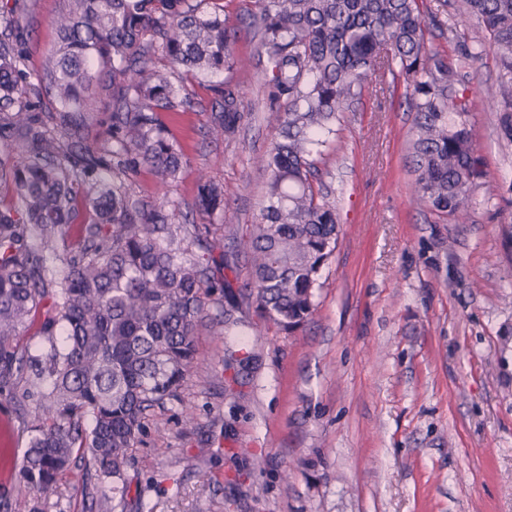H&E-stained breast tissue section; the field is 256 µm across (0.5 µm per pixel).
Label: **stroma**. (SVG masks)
Segmentation results:
<instances>
[{
	"instance_id": "1",
	"label": "stroma",
	"mask_w": 512,
	"mask_h": 512,
	"mask_svg": "<svg viewBox=\"0 0 512 512\" xmlns=\"http://www.w3.org/2000/svg\"><path fill=\"white\" fill-rule=\"evenodd\" d=\"M222 9L237 32L234 53L254 52L245 22L254 0H189ZM21 68L36 82L57 45L67 0H27ZM425 17H447L450 35L425 27L444 58L463 45L480 54L460 71L467 120L485 177L466 222L437 216L413 194L410 143L415 111L401 74L366 81L317 158L318 179L340 216L336 251L321 272L316 308L295 333L266 321L249 292L250 257L230 281L235 325L225 326L221 290L206 300L196 353L175 398L148 408L131 452L129 493L114 512H512V141L500 130L499 68L489 34L463 0H423ZM173 71L190 104L161 113L183 154L179 179L163 187L150 168L135 195L192 214L200 184L231 193V223L215 218L214 253L257 223L279 138L252 68ZM232 80L246 117L230 140L211 134L217 87ZM49 378L0 393L9 461L0 465L14 512H84L108 484L74 459L55 491L23 483L20 471Z\"/></svg>"
}]
</instances>
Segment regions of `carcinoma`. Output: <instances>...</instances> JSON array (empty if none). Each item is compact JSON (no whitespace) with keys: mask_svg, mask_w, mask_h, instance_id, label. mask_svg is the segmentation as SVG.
<instances>
[{"mask_svg":"<svg viewBox=\"0 0 512 512\" xmlns=\"http://www.w3.org/2000/svg\"><path fill=\"white\" fill-rule=\"evenodd\" d=\"M423 0H258L255 55L265 107L282 114V139L266 159L267 204L239 247L250 254L259 313L293 333L312 315L323 267L336 250V209L315 189L314 155L335 132L343 105L375 68H398L416 109L411 157L417 199L464 222L483 177L463 119L459 74L427 48ZM20 0L0 6V389L28 374L46 375L31 425L23 480L48 492L73 456L112 495L128 493L126 470L143 412L175 396L194 353L195 329L213 284L192 247L210 250V225L178 235L173 202L147 204L131 186L143 166L163 186L176 182L183 154L159 113L189 98L175 78L148 69L160 51L187 73L232 70L237 32L224 17L201 14L187 0H69L57 22L52 69L55 111L18 101L25 39ZM466 13L489 32L501 72L500 128L512 140V0H465ZM112 91V147L79 148L90 93ZM215 124L226 138L242 120L237 85L216 90ZM196 212L230 221L227 191L200 187ZM72 224L82 236L62 258L55 243ZM43 316L48 347L34 356L13 342L31 314Z\"/></svg>","mask_w":512,"mask_h":512,"instance_id":"1","label":"carcinoma"}]
</instances>
